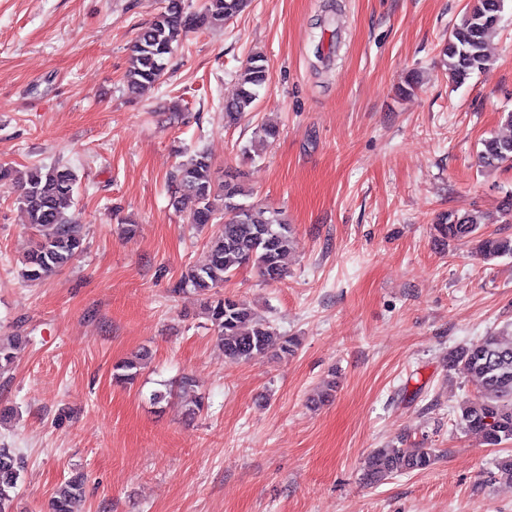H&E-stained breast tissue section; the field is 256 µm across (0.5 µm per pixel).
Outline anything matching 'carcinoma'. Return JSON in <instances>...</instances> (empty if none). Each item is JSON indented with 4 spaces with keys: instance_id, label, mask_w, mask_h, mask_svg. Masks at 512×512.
Listing matches in <instances>:
<instances>
[{
    "instance_id": "1",
    "label": "carcinoma",
    "mask_w": 512,
    "mask_h": 512,
    "mask_svg": "<svg viewBox=\"0 0 512 512\" xmlns=\"http://www.w3.org/2000/svg\"><path fill=\"white\" fill-rule=\"evenodd\" d=\"M245 0H206L200 13L191 12L185 0H165L156 18L139 32L133 46L132 65L126 76V89L134 94L164 77L174 45L188 32L217 28L236 16ZM504 0H477L453 28L442 49L448 57V71L456 84L486 68L490 58L486 37L501 19ZM269 79L266 60L254 55L239 73V90L224 104V119L234 124L253 110L259 90ZM481 160L490 167L512 165V135L494 136L482 142ZM212 161L198 152L181 162L170 174V183L179 198L190 199L195 208L191 223L212 224L224 217V224L211 239L206 259L189 268L182 283L208 295V317L218 330L224 357L231 362L251 359L258 353L279 349L292 354L297 339L282 336L270 323L258 317L241 300L224 296V282L238 269L254 265L268 282L283 279L282 258L288 253L291 227L279 213L242 202L245 191L232 179L216 187L211 177ZM17 184L19 202L28 223L39 232L29 252L22 279L37 282L63 268L83 248L80 225L73 224L66 210L73 204L76 175L59 164L39 165L25 177L0 168V181ZM479 216L465 213L438 224L435 230L444 238L479 239V253L485 261L512 256V237L481 233ZM19 337L0 338V375L14 363ZM463 365L488 396L460 408L464 431L482 443L496 447L512 440V329L504 328L465 344L448 354V367ZM141 362L127 360L115 366L119 382L133 380ZM431 448H377L365 460L367 479L373 483L393 476L430 468ZM24 461L14 449L0 447V512H11L22 481ZM84 497V476L76 475L62 484L50 504V512H74V504Z\"/></svg>"
}]
</instances>
